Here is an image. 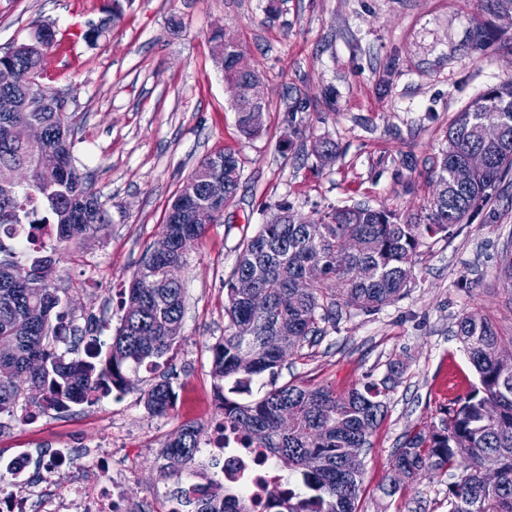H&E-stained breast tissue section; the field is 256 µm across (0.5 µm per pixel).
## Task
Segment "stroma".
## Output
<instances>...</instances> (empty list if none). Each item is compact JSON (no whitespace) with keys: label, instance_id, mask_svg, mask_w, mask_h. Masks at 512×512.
I'll list each match as a JSON object with an SVG mask.
<instances>
[{"label":"stroma","instance_id":"1","mask_svg":"<svg viewBox=\"0 0 512 512\" xmlns=\"http://www.w3.org/2000/svg\"><path fill=\"white\" fill-rule=\"evenodd\" d=\"M125 0L109 37L87 45L88 22L107 0H0V49L33 21L53 26L57 45L43 62L47 85L72 90L82 121L74 154L94 173L111 224L56 256V286L84 339L109 343L121 322L120 293L156 242L169 205L198 162L236 154L242 179L221 218L191 248L180 273L185 313L165 367L177 401L152 414L143 394L152 374L132 375L126 392L36 419L0 415V463L26 455L35 473V512L104 476V451L123 469L129 504L163 512L158 497L164 444L186 423L222 420L210 347L224 334L225 283L239 245L271 206L304 217L329 206L386 205L414 212L433 193L430 171L457 112L512 79V9L499 0ZM223 27L261 74L268 104L261 131L244 136L208 39ZM483 37L486 46L474 45ZM307 108L288 116L286 97ZM335 143L322 164L313 147ZM512 244V173L488 191L478 215L453 237L420 247L408 294L372 315L343 309L322 342L287 354L278 384L329 385L343 393L402 373L365 458L362 512H448L450 475L423 473L395 496L392 454L411 427L438 423L451 394L476 375L455 336L466 313L488 318L512 350V290L498 266ZM66 450L70 463L42 475Z\"/></svg>","mask_w":512,"mask_h":512}]
</instances>
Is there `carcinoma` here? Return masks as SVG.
Masks as SVG:
<instances>
[{
  "mask_svg": "<svg viewBox=\"0 0 512 512\" xmlns=\"http://www.w3.org/2000/svg\"><path fill=\"white\" fill-rule=\"evenodd\" d=\"M101 24L83 33L96 46L107 39L120 19L121 5L113 0ZM35 36L15 43L0 55V65L29 73L30 86L0 88V166L36 170L54 161L60 170L45 182L38 175L25 187L0 186V338L21 319L30 305L42 308L44 319L29 335L16 336L13 352L0 355V414H11L23 397L40 412H67L91 405L112 392H125L127 370L156 372L177 342L176 326L184 314V287L167 278V267L179 261L176 242L185 234L198 237L206 225L194 215L208 206L207 197L187 203L174 199L180 222L166 218L161 234L170 241L164 253L148 250L127 288L121 292L123 316L107 350L89 341L83 355L69 357L56 351L69 330L62 289L54 285V254L80 243L110 212L93 190L94 175L76 167V113L58 107L60 89L42 84L44 57L56 44L49 25L33 26ZM214 54L227 83L240 90L234 110L243 135L262 128L263 113L246 95L259 74L242 59L227 62L235 37L227 31L211 33ZM34 122L45 142L30 147L15 142L13 125ZM494 123L500 134L488 140L482 127ZM448 146L432 170L434 192L422 215H402L383 205L356 204L333 208L310 224L284 223L280 203L257 232L239 248L226 283L228 304L224 336L212 346L211 375L224 427L248 448H265L273 459L299 473L305 487L275 497L269 512H358L364 468L363 451L369 436L387 409L385 381H369L360 388L338 393L331 386L276 385L285 356L305 346L314 347L336 327L339 305L370 314L402 299L413 278L418 249L425 240L447 236L452 228L474 217L487 191L512 170V80L476 97L448 126ZM472 152L488 158L486 167L465 181L456 173ZM208 179L224 182V198L239 188L241 168L232 153L207 155L197 164ZM27 232L26 250L14 241ZM346 238L356 241L352 252L340 249ZM22 261L35 266L28 283L11 278V267ZM312 263L324 277L298 287ZM375 269L373 279L360 280L356 271ZM292 336L293 346L278 350L276 336ZM455 336L478 375L476 386L452 399L436 426L408 431L393 453L397 478L383 493L394 496L400 480H414L424 471L448 473L456 481L448 487V512H512V363L502 360L501 337L493 325L475 314L459 318ZM269 377L271 389L259 400L240 403L231 398L256 377ZM176 403L170 378L162 375L145 393V405L165 415ZM288 412V427L280 425ZM206 439L202 428L185 424L163 450L160 470L165 478L181 481ZM194 512H251L233 491L216 486L214 498L194 501Z\"/></svg>",
  "mask_w": 512,
  "mask_h": 512,
  "instance_id": "obj_1",
  "label": "carcinoma"
}]
</instances>
